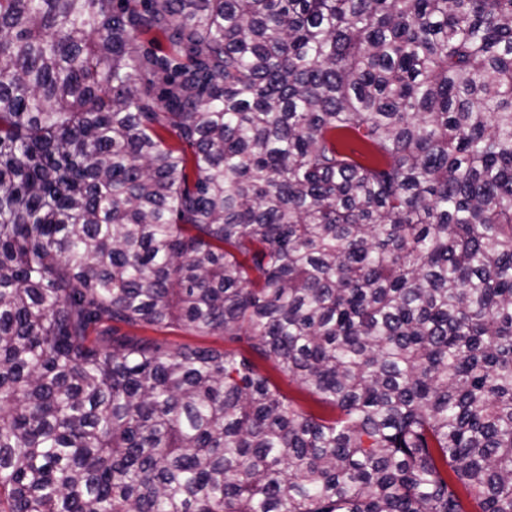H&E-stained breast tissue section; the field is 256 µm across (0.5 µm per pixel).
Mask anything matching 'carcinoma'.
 Instances as JSON below:
<instances>
[{"label":"carcinoma","mask_w":512,"mask_h":512,"mask_svg":"<svg viewBox=\"0 0 512 512\" xmlns=\"http://www.w3.org/2000/svg\"><path fill=\"white\" fill-rule=\"evenodd\" d=\"M464 493L512 512V0H0V512ZM141 336H150L153 337L160 342L166 343L171 346L175 345H183L190 344L196 346H211L216 348H224V347H237L241 350L248 351V347L244 343H229L224 342V340L217 336L211 337H199L194 334L187 333L180 330L169 331V332H154L152 330H139L137 331ZM260 368L271 375L274 382H276L284 393L293 398L303 409L318 411L316 404L312 401L311 397L303 392H300L293 383L288 382V377L284 374L273 369L270 362L261 359L256 360Z\"/></svg>","instance_id":"obj_1"}]
</instances>
